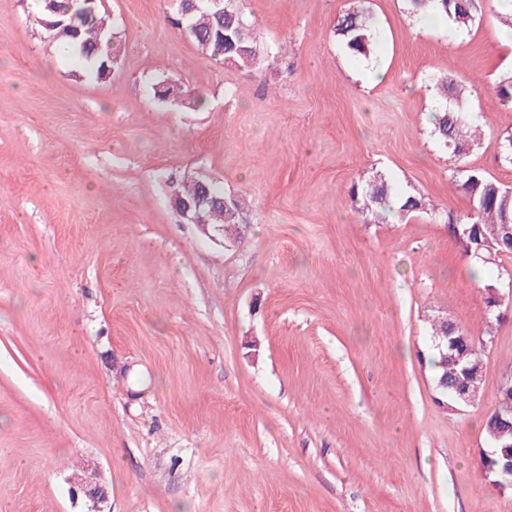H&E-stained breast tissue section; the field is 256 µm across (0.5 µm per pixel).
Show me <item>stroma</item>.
<instances>
[{"label":"stroma","mask_w":512,"mask_h":512,"mask_svg":"<svg viewBox=\"0 0 512 512\" xmlns=\"http://www.w3.org/2000/svg\"><path fill=\"white\" fill-rule=\"evenodd\" d=\"M351 0H247L266 61L205 58L174 0H103L122 41L109 82L56 54L29 0H0V504L89 512H512L477 451L512 371V254L471 276L448 222L468 166L498 160L512 59L485 12L467 40L368 0L385 69L371 91L334 33ZM475 86L483 135L453 156L431 134L432 80ZM201 91L160 101L154 84ZM422 198L366 224L376 174ZM203 174L247 194V235L212 241L170 203ZM505 301L484 316L486 286ZM489 342L485 398L436 401L430 325Z\"/></svg>","instance_id":"1"}]
</instances>
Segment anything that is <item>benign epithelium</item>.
<instances>
[{"mask_svg": "<svg viewBox=\"0 0 512 512\" xmlns=\"http://www.w3.org/2000/svg\"><path fill=\"white\" fill-rule=\"evenodd\" d=\"M191 181L200 185L204 193L189 200L175 191L170 197L171 204L184 223L196 225L204 235L216 241L224 237V225L211 224L207 219V215L215 210L218 203V198L211 196L210 193V188L216 186V182L203 175L195 176ZM459 237L465 241L467 252L482 255L487 261L494 262L502 255V251L498 249L501 238L497 233L490 237L476 230V225L473 224L463 229ZM444 387L447 388V408L456 410L472 406L483 396V377L472 373L468 368H463L455 371L451 382L444 384ZM496 398L497 408L488 425V448L479 449V455L484 471L495 477L494 485L512 486V442L503 441L505 436H512V372L502 378ZM79 487L92 501L90 512H103L100 504L106 501L107 495L103 486L94 481V476L80 479Z\"/></svg>", "mask_w": 512, "mask_h": 512, "instance_id": "benign-epithelium-1", "label": "benign epithelium"}]
</instances>
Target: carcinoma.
Masks as SVG:
<instances>
[{
    "instance_id": "cac0c4a2",
    "label": "carcinoma",
    "mask_w": 512,
    "mask_h": 512,
    "mask_svg": "<svg viewBox=\"0 0 512 512\" xmlns=\"http://www.w3.org/2000/svg\"><path fill=\"white\" fill-rule=\"evenodd\" d=\"M409 13L424 17L435 10L452 18L456 23L472 28L480 21L488 0H406ZM73 26L74 33H61L48 30V23L55 19L52 11ZM191 29L188 37L208 58L222 61L234 60L241 70L256 69L263 58L254 42L246 16V0H224V12L200 5L189 15ZM40 31L55 42H63L70 48V57L83 63L84 70L96 81L105 83L110 79L108 70L114 68L121 55L122 43L112 31L106 18L101 14V3L89 7L82 0H53L52 8H42L38 19ZM335 34L344 52L354 58L370 57L373 53L377 31L372 14L364 7H354L336 19ZM437 94L441 99L438 109L431 115L432 134L441 147L457 156L463 148L474 149L479 145L475 132L471 130L473 120L466 112L470 89L463 82L444 78L436 83ZM496 96L503 106L512 108V72L501 75L495 86ZM452 179L460 183L461 189L469 198L470 210L461 220L463 224H480L483 228L500 227L512 223V193L498 181L485 177L470 167L453 171ZM215 193L227 202L225 209L214 211L213 222L225 224V232L233 233V238H242L235 232V224L240 222L244 212L240 196L225 194L222 187ZM359 212H389L393 202L401 200L398 212L405 214L419 207V200L404 194L383 175H377L360 188L352 189ZM446 325L433 324V346L435 350L432 365L435 369L434 381L446 379L458 369L457 363L477 361L475 348L469 344L457 347L453 356H448L447 345L443 341Z\"/></svg>"
}]
</instances>
